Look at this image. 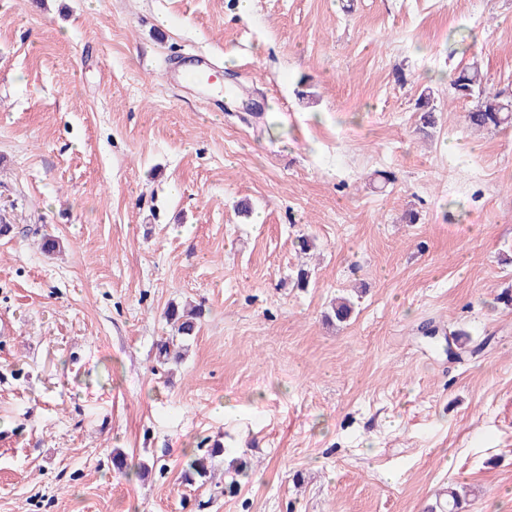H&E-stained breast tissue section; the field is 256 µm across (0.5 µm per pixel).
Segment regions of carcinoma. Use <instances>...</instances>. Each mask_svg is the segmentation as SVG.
<instances>
[{
    "instance_id": "cac0c4a2",
    "label": "carcinoma",
    "mask_w": 512,
    "mask_h": 512,
    "mask_svg": "<svg viewBox=\"0 0 512 512\" xmlns=\"http://www.w3.org/2000/svg\"><path fill=\"white\" fill-rule=\"evenodd\" d=\"M448 96L453 100L469 98L476 100L474 107L466 114V122L470 127L498 128L512 124V96L483 88L481 75L475 67L463 69L450 78ZM416 105L422 112L423 127H434L436 109L430 92L426 90L421 92ZM164 315L167 320L175 324L177 335L158 345V362L161 365L180 360V346L177 339H187L196 334L200 327L202 309L187 310L171 304L166 308ZM222 456H224V446L218 442L214 443L202 456H189L186 462V480L190 482L196 477L201 479L208 477L211 470L215 468L217 460ZM429 512H464L463 498L456 488L450 487L447 500L430 508Z\"/></svg>"
}]
</instances>
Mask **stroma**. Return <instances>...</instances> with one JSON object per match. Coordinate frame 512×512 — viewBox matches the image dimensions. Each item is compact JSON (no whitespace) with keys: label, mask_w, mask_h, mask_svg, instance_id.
Here are the masks:
<instances>
[{"label":"stroma","mask_w":512,"mask_h":512,"mask_svg":"<svg viewBox=\"0 0 512 512\" xmlns=\"http://www.w3.org/2000/svg\"><path fill=\"white\" fill-rule=\"evenodd\" d=\"M189 50L235 108L165 83ZM474 63L512 95V0H0V512H512V126L449 101ZM172 303L204 317L161 368ZM207 439L249 471L184 482Z\"/></svg>","instance_id":"obj_1"}]
</instances>
